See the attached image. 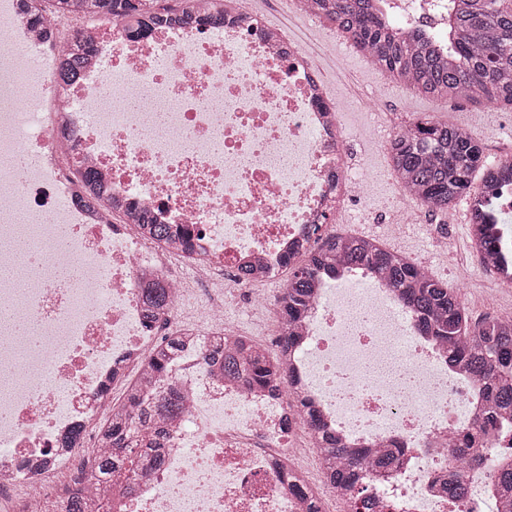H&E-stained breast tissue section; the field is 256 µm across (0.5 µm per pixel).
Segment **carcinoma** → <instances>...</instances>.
Wrapping results in <instances>:
<instances>
[{
	"label": "carcinoma",
	"instance_id": "obj_1",
	"mask_svg": "<svg viewBox=\"0 0 512 512\" xmlns=\"http://www.w3.org/2000/svg\"><path fill=\"white\" fill-rule=\"evenodd\" d=\"M199 0H178L176 7L155 12L137 22L133 34L143 35L154 26L173 18L187 21L202 10ZM307 9L323 15L368 54L380 69L397 76L407 86L432 97L467 100L473 104L512 107V6L508 0H459L455 12L454 52L441 60L435 51L415 42L409 35H396L371 11L366 0H305ZM86 13L110 17L129 15L136 10L134 0H85ZM90 46L76 48L63 78L77 77ZM390 156L399 181L431 208L446 212L463 196L474 199L473 221L482 222L481 193L473 189L476 173L483 175L484 189L494 192L512 184V163L486 169L482 147L468 132L431 118H416L403 124L391 143ZM368 267L395 289L419 318L427 336L448 345V362L463 367L480 384L490 405L476 429L485 431L499 424L498 417L512 416V318L487 317L474 322L459 294L447 284L420 270L406 255L384 246L376 239L356 235H328L322 245L306 258L288 261V281L277 296L279 310L288 324L304 312L314 290L316 274L337 260ZM146 317L155 321L165 314L166 291L161 286L143 293ZM181 337L164 338L150 356L147 370L165 371L180 346ZM208 362L216 370L240 378L251 385L272 390L281 382L279 364L263 350L239 344L229 354L224 342L215 341L208 350ZM141 386H127L120 407L112 411L105 439L110 450L92 460L94 475L107 479L120 472L128 482L116 487L115 496L135 490L134 480L144 470H155L164 461V431L155 424L158 415H174L183 409L182 398L174 391L155 402V412L141 407ZM326 477L333 485L353 489L362 460L336 437L320 434ZM490 483L496 496L507 502L512 512V465L490 468ZM448 498L465 499L470 492L466 474L455 469L445 483Z\"/></svg>",
	"mask_w": 512,
	"mask_h": 512
}]
</instances>
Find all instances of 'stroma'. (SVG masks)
I'll return each instance as SVG.
<instances>
[{"instance_id":"35a3bbf8","label":"stroma","mask_w":512,"mask_h":512,"mask_svg":"<svg viewBox=\"0 0 512 512\" xmlns=\"http://www.w3.org/2000/svg\"><path fill=\"white\" fill-rule=\"evenodd\" d=\"M257 6L272 23L283 27L294 26L303 41L329 44L338 37L334 25L324 18L296 21L291 15V0H258ZM330 89L342 111L353 148L355 168L374 174L376 181L366 207L353 210L348 224L329 225L328 233H357L384 238L391 247L429 262L434 276L458 292L472 320L493 317L512 309V293L504 292L494 298L484 295L479 286L480 273L449 265L447 252L437 245L438 238L447 236L453 241L457 252L467 251L469 226L463 208L427 216L424 223L410 225L405 235L390 237L388 224L392 217L393 195L383 178L386 160L379 144L366 137L373 117L361 110L356 96L363 91L373 92L380 112L399 122L422 113L451 124H465L488 156L512 155V108L481 107L412 92L390 80L366 57L357 53L347 56L343 73L331 78Z\"/></svg>"}]
</instances>
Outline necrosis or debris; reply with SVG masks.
<instances>
[{"label": "necrosis or debris", "instance_id": "obj_1", "mask_svg": "<svg viewBox=\"0 0 512 512\" xmlns=\"http://www.w3.org/2000/svg\"><path fill=\"white\" fill-rule=\"evenodd\" d=\"M452 2L370 8L444 55ZM134 24L97 22L74 2L36 24L18 0H0V512H47L77 454L62 445L73 428L105 448L113 388L142 371L165 329L183 343L144 384L175 388L186 408L162 423L164 466L139 475L118 512H352L351 492L305 463L319 450L298 398L357 454L395 449L393 469L359 472L374 512H495L485 473L469 472L472 493L456 504L440 480L455 466L449 440L494 461L512 424L471 435L476 383L449 367L446 344L423 335L393 288L331 268L293 327L260 289L309 249L314 225L346 223L372 187L314 56L254 0L216 25L173 20L135 37ZM79 43L94 52L75 81L61 80ZM31 154L39 165L20 168ZM87 169L106 202L87 205ZM482 206L470 232L491 247L448 259L511 291L512 187ZM145 212L170 226L169 241L137 224ZM173 257L202 278L222 274L246 311H271L275 342L288 346L278 390L205 365L207 345L245 333L218 295L198 322L177 324L187 286ZM151 280L171 293L156 322L143 315Z\"/></svg>", "mask_w": 512, "mask_h": 512}]
</instances>
